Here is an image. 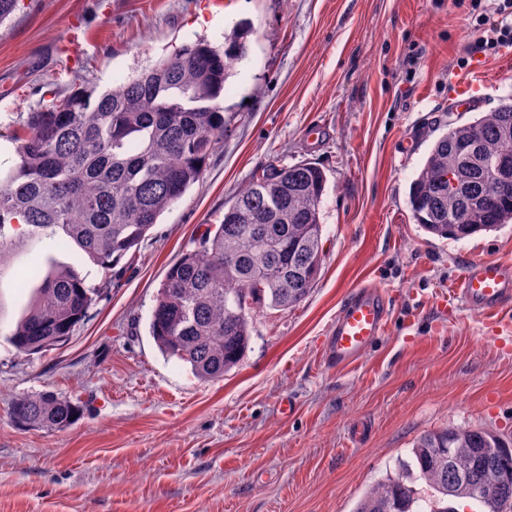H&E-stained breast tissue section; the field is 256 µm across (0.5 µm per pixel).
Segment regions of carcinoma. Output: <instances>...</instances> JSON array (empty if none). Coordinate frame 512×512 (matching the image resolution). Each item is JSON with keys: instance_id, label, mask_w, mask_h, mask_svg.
I'll return each mask as SVG.
<instances>
[{"instance_id": "obj_1", "label": "carcinoma", "mask_w": 512, "mask_h": 512, "mask_svg": "<svg viewBox=\"0 0 512 512\" xmlns=\"http://www.w3.org/2000/svg\"><path fill=\"white\" fill-rule=\"evenodd\" d=\"M254 29L224 32V50L206 39L175 50L99 94L81 87L19 116L7 133L16 161L0 177V268L17 242L62 234L101 271L100 286L69 266L51 268L40 296L11 331L20 352L63 344L112 287L114 269L159 218L198 182L224 144L235 113L224 111V84L248 52ZM512 156V103L450 126L412 181L409 204L422 228L454 241L512 223V187L496 185L472 158ZM457 186L448 188V172ZM326 176L314 162L266 165L234 196L219 224L170 266L156 293L149 333L160 352L219 381L249 348L256 307L288 310L318 279L323 256L320 203ZM78 402L25 395L16 423L47 432L69 428ZM412 463L431 490L423 499L408 475L378 483L355 512H455L469 499L480 512H512V439L473 427L420 436ZM476 491L477 496L468 492Z\"/></svg>"}]
</instances>
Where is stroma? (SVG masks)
I'll return each instance as SVG.
<instances>
[{
  "mask_svg": "<svg viewBox=\"0 0 512 512\" xmlns=\"http://www.w3.org/2000/svg\"><path fill=\"white\" fill-rule=\"evenodd\" d=\"M500 0H21L0 24V129L47 91L97 92L196 39L254 25L227 80L237 121L165 212L89 318L62 345L19 353L8 335L40 285L33 268L101 276L58 239L20 243L0 269V512H354L405 473L427 431L480 427L512 438V308L484 315L453 297L468 263L512 262V224L440 240L408 200L448 124L512 101V55L484 56L477 102L450 99ZM322 127L319 138L308 132ZM311 161L326 177L323 266L287 311L256 309L250 348L204 382L149 334L160 282L253 173ZM358 286L381 290L384 333L332 365L325 338ZM51 391L83 402L68 429L17 426L11 406Z\"/></svg>",
  "mask_w": 512,
  "mask_h": 512,
  "instance_id": "stroma-1",
  "label": "stroma"
}]
</instances>
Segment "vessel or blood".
<instances>
[{
	"mask_svg": "<svg viewBox=\"0 0 512 512\" xmlns=\"http://www.w3.org/2000/svg\"><path fill=\"white\" fill-rule=\"evenodd\" d=\"M480 84L469 77L457 80L452 97L466 106L479 96ZM453 294L463 308L480 314L496 312L512 305V263L482 259L470 263L457 281ZM388 307L382 292L358 287L352 290L332 323L328 354L343 366L356 362L371 343L384 332Z\"/></svg>",
	"mask_w": 512,
	"mask_h": 512,
	"instance_id": "1",
	"label": "vessel or blood"
}]
</instances>
